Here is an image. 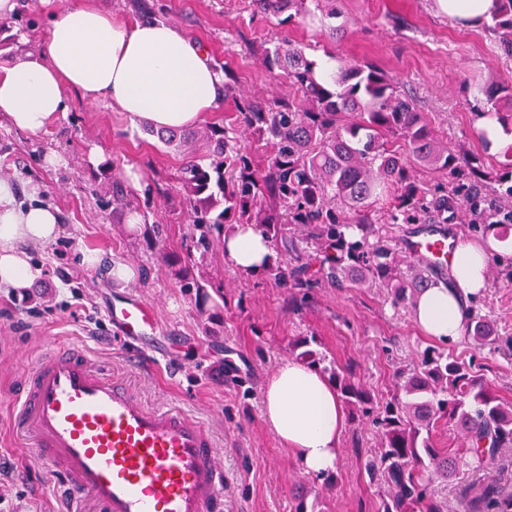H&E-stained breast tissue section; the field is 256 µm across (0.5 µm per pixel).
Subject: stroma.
<instances>
[{
    "mask_svg": "<svg viewBox=\"0 0 512 512\" xmlns=\"http://www.w3.org/2000/svg\"><path fill=\"white\" fill-rule=\"evenodd\" d=\"M74 0H18L16 14L0 29V61L32 50L51 10ZM157 20L178 26L204 45L217 69L236 83L202 126L231 127L240 98H272L290 91L283 74L262 64V44L288 38L313 60L333 56L376 64L416 101L449 146L478 154L498 167L502 152L478 139L477 88L512 82L506 59L480 25L448 18L438 0H336V38L301 21L277 25L257 13L252 0H154ZM113 160L101 167L90 152ZM58 155L60 164L46 159ZM183 152L166 147L119 112L71 97L70 109L40 137L0 120V169L18 191L40 183L44 203L57 207L61 232L36 250L42 271L26 292L0 288V512H53L43 474L23 466L10 431L27 363L58 341L77 342L94 367L127 381L150 405H170L201 419L211 431L224 466V512H294L298 492L319 501L323 512H380L381 496L365 470L381 446L372 420H347L336 470L303 471L265 425L261 393L278 364L297 358L307 339L327 368H348L377 399L392 393L398 370L413 366L431 337L414 324L410 307L394 305L386 289L339 288L320 281L304 304L288 286L263 275L239 272L218 239L201 243L187 218L178 175ZM142 188H128L129 208L113 210L112 183L128 170ZM138 216L129 226V216ZM274 265L316 262L319 254L301 227L282 228ZM100 263L89 268L84 253ZM118 263L135 271L132 283L112 279ZM489 286L472 310L490 319L494 344L478 349L467 340L449 353L483 374L499 398L512 403V253H492ZM134 297L149 306L157 333L173 350L145 368L131 366L112 342L106 316L113 301Z\"/></svg>",
    "mask_w": 512,
    "mask_h": 512,
    "instance_id": "obj_1",
    "label": "stroma"
}]
</instances>
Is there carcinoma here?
Returning a JSON list of instances; mask_svg holds the SVG:
<instances>
[{
	"instance_id": "cac0c4a2",
	"label": "carcinoma",
	"mask_w": 512,
	"mask_h": 512,
	"mask_svg": "<svg viewBox=\"0 0 512 512\" xmlns=\"http://www.w3.org/2000/svg\"><path fill=\"white\" fill-rule=\"evenodd\" d=\"M261 14L282 26L297 17L318 19L336 38L335 0H252ZM313 3L316 11L308 8ZM482 25L512 58V0H496ZM262 64L288 79L294 94L238 103V129L208 126L201 132L180 129L148 131L168 147L187 149L201 143L206 163L195 160L181 171L180 184L200 239L222 238L224 227L252 224L269 245L283 240L282 225L297 224L324 253L317 273L336 286L378 285L396 305L416 301L434 287L428 277H409L380 232L383 224H446L459 207L472 217L475 232L512 229V145L492 173L477 159L440 140L414 99L375 65L346 61L327 77L304 50L284 39L260 49ZM506 132H512V86L485 88ZM265 142L271 150L264 170L254 169L238 135ZM428 169L447 181L433 187L418 177ZM301 299L318 278L309 264L286 270L268 267ZM470 343L496 341L485 318L469 321ZM339 400L359 416L374 415L382 448L366 462L372 480L383 485L381 512H445L429 485L460 469L481 474L505 448L512 447V405L499 400L472 367L436 347L425 349L412 368L401 371L390 398L378 403L371 393L340 369L330 370ZM446 425L464 438L467 448L452 452L436 447L434 428ZM465 512H512V486L485 476L478 492L458 491Z\"/></svg>"
}]
</instances>
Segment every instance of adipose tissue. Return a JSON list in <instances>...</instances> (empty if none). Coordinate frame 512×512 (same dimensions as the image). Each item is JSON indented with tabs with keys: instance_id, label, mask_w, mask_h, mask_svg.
Returning a JSON list of instances; mask_svg holds the SVG:
<instances>
[{
	"instance_id": "adipose-tissue-1",
	"label": "adipose tissue",
	"mask_w": 512,
	"mask_h": 512,
	"mask_svg": "<svg viewBox=\"0 0 512 512\" xmlns=\"http://www.w3.org/2000/svg\"><path fill=\"white\" fill-rule=\"evenodd\" d=\"M224 75L199 44L176 27L159 21H120L97 0H77L51 11L36 51L0 63V112L19 131L46 133L67 112L68 95L104 103L130 122L181 128L199 122L216 106ZM57 213L32 184L28 200H18L9 180L0 179V287H29L40 269L32 250L58 236ZM461 242L449 285L419 296L412 315L427 335L454 343L466 332L469 304L487 284L491 252ZM224 253L246 274L259 272L273 258L271 247L250 224L235 225L224 236ZM261 416L306 473L335 470L345 425L342 405L328 377L299 360L281 362L262 393Z\"/></svg>"
}]
</instances>
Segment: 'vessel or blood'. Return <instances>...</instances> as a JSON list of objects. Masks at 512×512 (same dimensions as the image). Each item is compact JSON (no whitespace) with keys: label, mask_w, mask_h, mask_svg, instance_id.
Segmentation results:
<instances>
[{"label":"vessel or blood","mask_w":512,"mask_h":512,"mask_svg":"<svg viewBox=\"0 0 512 512\" xmlns=\"http://www.w3.org/2000/svg\"><path fill=\"white\" fill-rule=\"evenodd\" d=\"M459 239L443 224H425L400 251L447 271ZM116 343L142 365L161 339L144 303L107 309ZM27 461L66 484L56 512H224V468L209 429L191 414L147 406L125 381L93 368L74 345H50L27 369L25 395L12 414Z\"/></svg>","instance_id":"obj_1"}]
</instances>
